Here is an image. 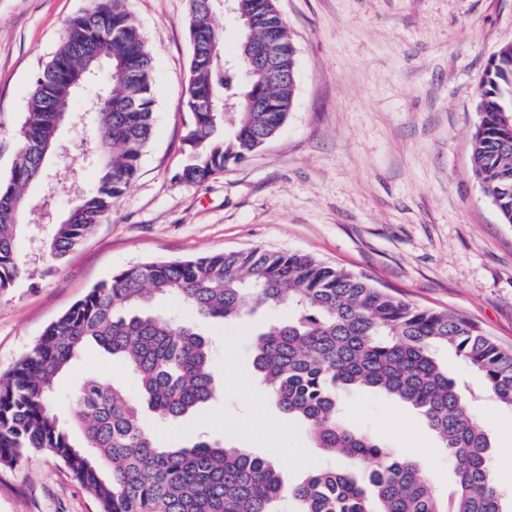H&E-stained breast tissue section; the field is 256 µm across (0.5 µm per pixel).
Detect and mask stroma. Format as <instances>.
Wrapping results in <instances>:
<instances>
[{
  "label": "stroma",
  "mask_w": 512,
  "mask_h": 512,
  "mask_svg": "<svg viewBox=\"0 0 512 512\" xmlns=\"http://www.w3.org/2000/svg\"><path fill=\"white\" fill-rule=\"evenodd\" d=\"M88 0H0V179L20 145L35 74L65 22ZM155 58L153 139L139 174L112 214L75 251L54 262L41 244L96 168L77 153L92 122L64 127L78 172L23 244L25 270L0 294V377L45 328L100 282L131 265L211 252L299 251L345 267L411 303L469 318L512 348V224L502 223L472 171L470 141L477 91L489 59L512 43V0H278L297 47V94L279 135L246 161L199 184L174 175L185 159L190 114L183 105L190 55L187 0H127ZM217 347L218 365L240 375L216 400L179 420L146 416L161 438L182 442L205 430L229 445L273 456L286 484L325 465L302 423L253 393L245 336L255 320L206 319L173 300ZM130 375L91 347L56 383L53 405L72 420L85 378ZM475 413L493 441L492 475L512 500V410L481 397ZM343 418L392 451L428 463L440 492L455 482L456 461L438 446L413 408L376 392L356 394ZM253 421L255 433L239 426ZM287 426L293 454L280 453ZM0 512H99L96 501L55 457L0 463Z\"/></svg>",
  "instance_id": "1"
}]
</instances>
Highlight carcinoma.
Returning a JSON list of instances; mask_svg holds the SVG:
<instances>
[{
    "label": "carcinoma",
    "mask_w": 512,
    "mask_h": 512,
    "mask_svg": "<svg viewBox=\"0 0 512 512\" xmlns=\"http://www.w3.org/2000/svg\"><path fill=\"white\" fill-rule=\"evenodd\" d=\"M266 35L277 32L279 63L296 73V47L268 0H232ZM218 0H188L191 58L185 106L192 121L187 158L175 175L198 184L263 149L288 121L296 84L247 75L246 31L228 51ZM103 100L94 111L92 164L97 181L75 216L54 225L46 243L61 261L112 214L131 186L152 140L154 54L124 0H89L70 18L58 45L35 74L21 128V148L0 182V293L24 270L19 241L34 209L28 189L44 181L60 129L73 119L78 71H95ZM278 111L251 105L257 93ZM472 134L475 178L504 224H512V44L489 61L478 93ZM174 298L205 318L231 321L285 308L288 320L265 323L246 341L253 380L284 414L298 419L314 447L343 456L362 480L336 465L285 487L275 462L225 441L198 436L165 444L141 421L142 407L161 420L182 418L215 395L211 342L154 302ZM95 343L137 382L131 397L115 385L85 380L73 416L74 443L51 400L57 378ZM452 351L496 401L512 409V350L498 346L474 321L404 301L366 277L306 253L221 251L196 258L131 265L92 288L50 323L0 380V463L35 452L61 460L99 504L100 512H505L490 472L492 443L472 413L466 389L440 354ZM379 391L418 410L439 447L456 459L445 496L421 463L394 455L386 443L349 426L345 396Z\"/></svg>",
    "instance_id": "obj_1"
}]
</instances>
